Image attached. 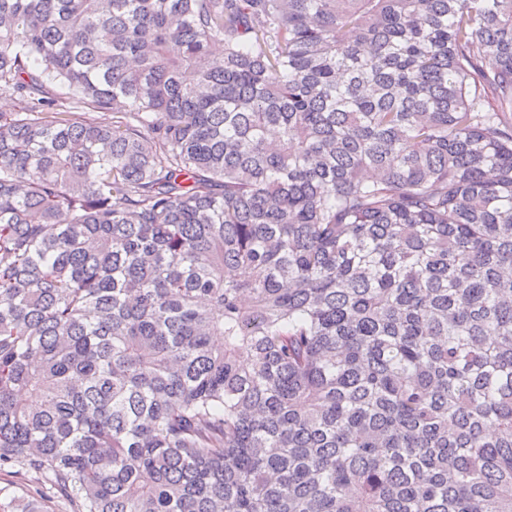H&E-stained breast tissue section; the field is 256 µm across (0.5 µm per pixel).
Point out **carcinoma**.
I'll use <instances>...</instances> for the list:
<instances>
[{
  "label": "carcinoma",
  "instance_id": "carcinoma-1",
  "mask_svg": "<svg viewBox=\"0 0 512 512\" xmlns=\"http://www.w3.org/2000/svg\"><path fill=\"white\" fill-rule=\"evenodd\" d=\"M0 92V471L512 512V0H0Z\"/></svg>",
  "mask_w": 512,
  "mask_h": 512
}]
</instances>
